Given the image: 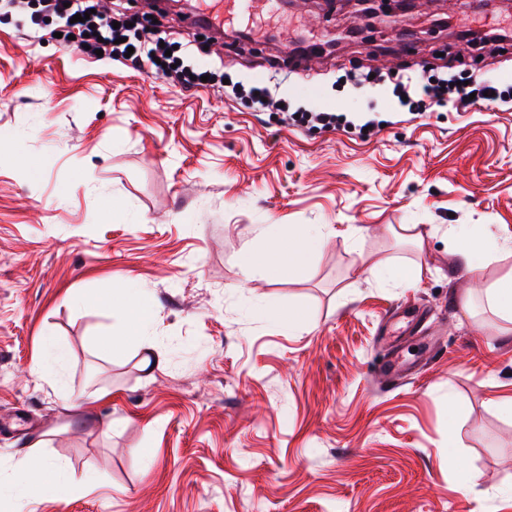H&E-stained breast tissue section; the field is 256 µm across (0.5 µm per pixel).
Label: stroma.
Listing matches in <instances>:
<instances>
[{
	"mask_svg": "<svg viewBox=\"0 0 512 512\" xmlns=\"http://www.w3.org/2000/svg\"><path fill=\"white\" fill-rule=\"evenodd\" d=\"M214 11L221 44L178 13L167 23L201 39L192 64L232 81L266 78L292 42L322 48L288 65V111L86 62L59 39L63 20L34 34L0 0V478L38 453L97 480L63 499L5 491L0 512H512V416L498 407L512 332L465 307L512 254L474 275L449 236L493 224L512 240V108L400 112L392 96L394 77L443 60L512 83V49L446 37L512 35V5L420 2L382 25L346 0ZM369 67L379 84L356 90ZM300 108L349 125L292 122ZM272 224L322 225L326 243L305 266L244 275L241 252H264ZM401 224L423 248L393 234ZM384 263L423 274L384 285L371 274ZM125 287L153 309L159 368L102 349ZM267 305L303 321L287 329ZM53 343L60 376L33 374ZM395 353L420 366L402 384L377 375Z\"/></svg>",
	"mask_w": 512,
	"mask_h": 512,
	"instance_id": "stroma-1",
	"label": "stroma"
}]
</instances>
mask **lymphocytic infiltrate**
<instances>
[{
	"mask_svg": "<svg viewBox=\"0 0 512 512\" xmlns=\"http://www.w3.org/2000/svg\"><path fill=\"white\" fill-rule=\"evenodd\" d=\"M10 3L26 13L32 31L42 30L44 14H51L67 21V31L73 34L77 49L102 50L104 57L128 67L149 70L172 86L197 90L218 83V70L181 64L176 56L166 55L160 46L168 38L166 31L134 25L130 17L122 14L113 17L98 12L96 0H43L41 9L33 12L29 11L26 0H10ZM82 13L87 14V21H79ZM394 94L402 98L404 108L411 112L448 104L465 111L476 102L496 105L512 102V90L500 87L495 78L465 85L457 83L455 75L449 72L406 81L395 88Z\"/></svg>",
	"mask_w": 512,
	"mask_h": 512,
	"instance_id": "f902f5d3",
	"label": "lymphocytic infiltrate"
}]
</instances>
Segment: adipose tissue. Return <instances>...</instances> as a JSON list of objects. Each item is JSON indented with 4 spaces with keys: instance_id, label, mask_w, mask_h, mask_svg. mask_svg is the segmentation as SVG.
<instances>
[{
    "instance_id": "1",
    "label": "adipose tissue",
    "mask_w": 512,
    "mask_h": 512,
    "mask_svg": "<svg viewBox=\"0 0 512 512\" xmlns=\"http://www.w3.org/2000/svg\"><path fill=\"white\" fill-rule=\"evenodd\" d=\"M455 239L457 252L474 273L479 272L487 261L495 259L504 247L499 233L491 228L478 235L459 233ZM322 244L323 234L315 224L286 237L274 231L270 234L266 252H244L241 264L247 272L260 265L274 271L297 267L314 255ZM112 306L123 315L127 331L123 335L109 337L104 342L105 347L111 349L142 343L140 329L148 321L150 312L141 296L128 289L122 290L113 299ZM73 483V478L66 476L53 461L40 455H31L23 459L15 470L10 489L21 496L38 491L63 495L71 489Z\"/></svg>"
}]
</instances>
